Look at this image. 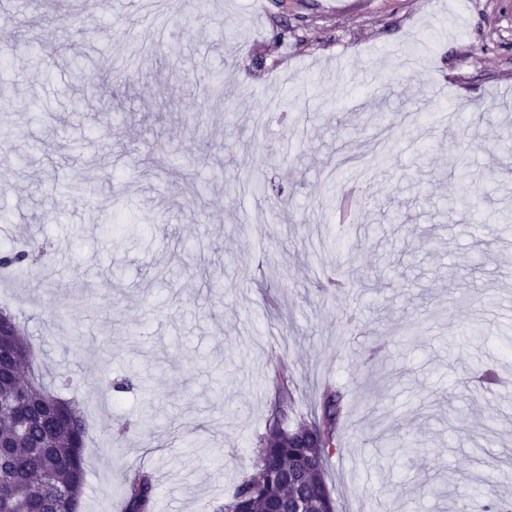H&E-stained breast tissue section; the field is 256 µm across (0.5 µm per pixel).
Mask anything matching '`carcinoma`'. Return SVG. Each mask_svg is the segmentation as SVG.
<instances>
[{"label":"carcinoma","mask_w":512,"mask_h":512,"mask_svg":"<svg viewBox=\"0 0 512 512\" xmlns=\"http://www.w3.org/2000/svg\"><path fill=\"white\" fill-rule=\"evenodd\" d=\"M305 18L289 23L274 19L268 40L276 49L292 40L301 45ZM34 250L20 243L0 251V269L16 274L29 267ZM0 512H79L86 481L87 427L80 403L64 399L53 384L36 377L31 359L35 344L21 334L17 317L0 308ZM274 396L271 418L259 438L257 475L243 481L218 512H272L297 500L305 512H335L325 482L326 451L335 447L342 413L341 396L332 385L322 389L320 414L310 423H288L292 380L288 364L268 373ZM392 454H409L414 443L397 429L380 437ZM158 484L151 472L139 471L119 486L123 512H153ZM469 512H512V498H495L473 488Z\"/></svg>","instance_id":"obj_1"}]
</instances>
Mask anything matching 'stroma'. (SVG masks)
Segmentation results:
<instances>
[{
	"instance_id": "35a3bbf8",
	"label": "stroma",
	"mask_w": 512,
	"mask_h": 512,
	"mask_svg": "<svg viewBox=\"0 0 512 512\" xmlns=\"http://www.w3.org/2000/svg\"><path fill=\"white\" fill-rule=\"evenodd\" d=\"M43 3L7 0L0 52L19 44L17 19L45 21L40 49L16 57L25 74L0 68L17 103L0 110V248L32 238L51 252L0 286L38 344L37 373L72 375L85 404L82 512H115L138 467L162 476L154 512L227 502L257 474L278 358L297 382L294 420L313 419L324 384L342 394L325 476L336 512L417 498L461 512L476 485L512 496V152L495 144L512 137V0ZM281 14L317 23L255 69ZM111 62L130 64L128 84L104 85ZM284 104L299 121L273 120ZM187 155L201 160L192 191L164 168ZM451 155L465 158L453 172ZM491 164L499 179L481 184ZM248 176L287 198L240 191ZM351 188L381 206L340 246ZM324 275L345 288L320 295ZM354 308L366 328L348 340L336 313ZM381 343L382 373L369 359ZM489 365L505 384L478 390ZM145 410L154 430L115 439L117 420ZM385 416L417 438L411 458L371 443Z\"/></svg>"
}]
</instances>
